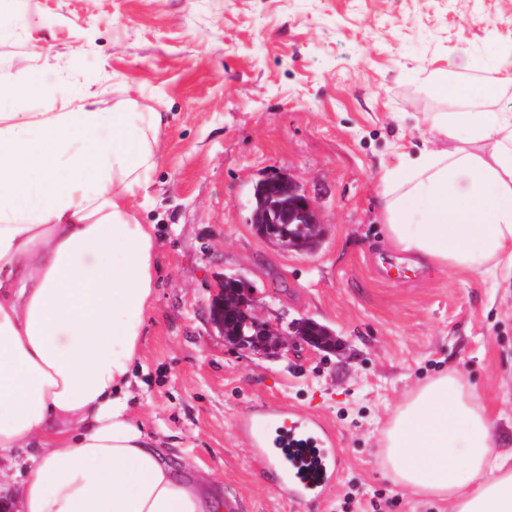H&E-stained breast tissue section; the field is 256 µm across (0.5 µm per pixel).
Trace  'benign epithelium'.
I'll list each match as a JSON object with an SVG mask.
<instances>
[{"label":"benign epithelium","mask_w":512,"mask_h":512,"mask_svg":"<svg viewBox=\"0 0 512 512\" xmlns=\"http://www.w3.org/2000/svg\"><path fill=\"white\" fill-rule=\"evenodd\" d=\"M266 181L277 186L279 192L270 196L266 213L269 227L264 229V232L272 239L279 233L281 239L286 241L289 235L285 225L294 222L298 224L300 235L292 239V248L303 253L314 251L322 233L310 198L298 185L286 181L281 175L268 176ZM225 281V277L219 281L213 300L224 308L230 319L252 330V335L248 337L236 336L225 340L226 345L237 353L252 355H266L287 348L291 343L290 336L281 331L278 324L258 314V304L252 289L247 286L240 287L236 293L229 295L224 290Z\"/></svg>","instance_id":"obj_1"}]
</instances>
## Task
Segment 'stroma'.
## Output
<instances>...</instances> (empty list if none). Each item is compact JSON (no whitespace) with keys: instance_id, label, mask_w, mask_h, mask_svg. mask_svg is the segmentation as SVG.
I'll use <instances>...</instances> for the list:
<instances>
[{"instance_id":"1","label":"stroma","mask_w":512,"mask_h":512,"mask_svg":"<svg viewBox=\"0 0 512 512\" xmlns=\"http://www.w3.org/2000/svg\"><path fill=\"white\" fill-rule=\"evenodd\" d=\"M0 34V75L63 98L159 112L156 166L131 199L155 227V300L133 408L178 464L211 471L238 512H440L392 483L380 437L408 390L449 368L473 383L512 448V295L418 263L385 240L382 176L435 146L427 118L459 109L444 83L497 81L512 0H34ZM39 46H32V39ZM285 173L315 202L311 253L254 231V184ZM261 315L316 321L337 351L294 340L241 355L211 321L218 277ZM314 417L339 467L320 501H288L238 422L260 405Z\"/></svg>"}]
</instances>
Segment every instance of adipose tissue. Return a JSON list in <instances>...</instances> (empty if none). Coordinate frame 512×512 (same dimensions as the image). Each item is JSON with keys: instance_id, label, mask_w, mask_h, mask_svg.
Here are the masks:
<instances>
[{"instance_id": "ef3b65f1", "label": "adipose tissue", "mask_w": 512, "mask_h": 512, "mask_svg": "<svg viewBox=\"0 0 512 512\" xmlns=\"http://www.w3.org/2000/svg\"><path fill=\"white\" fill-rule=\"evenodd\" d=\"M497 83L455 86L435 112L447 150L386 169L400 251L512 285V56ZM0 80V483L15 512H219L210 474L177 471L130 404L156 286L153 227L129 199L155 162L157 112L96 109L90 95L21 112ZM451 369L412 389L384 432L394 482L448 512H512V450Z\"/></svg>"}]
</instances>
